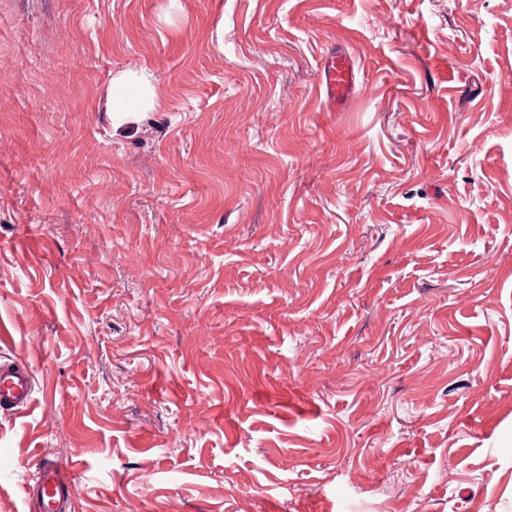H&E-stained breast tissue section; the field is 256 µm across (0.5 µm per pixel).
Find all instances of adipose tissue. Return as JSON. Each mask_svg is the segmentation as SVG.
<instances>
[{
    "mask_svg": "<svg viewBox=\"0 0 512 512\" xmlns=\"http://www.w3.org/2000/svg\"><path fill=\"white\" fill-rule=\"evenodd\" d=\"M108 114L113 129H121L141 114L161 106V97L147 68H126L110 74Z\"/></svg>",
    "mask_w": 512,
    "mask_h": 512,
    "instance_id": "obj_1",
    "label": "adipose tissue"
}]
</instances>
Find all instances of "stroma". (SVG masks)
<instances>
[{
	"mask_svg": "<svg viewBox=\"0 0 512 512\" xmlns=\"http://www.w3.org/2000/svg\"><path fill=\"white\" fill-rule=\"evenodd\" d=\"M0 330V512H512V0H0ZM356 82V66L346 52L329 53L322 67V89L330 111L344 108ZM107 97L108 114L114 130L137 120L141 114L161 107V97L146 67L111 73ZM33 393L34 376L26 361L0 362V410L17 411L28 407ZM77 470L71 465L45 463L32 476L35 512H65L73 496Z\"/></svg>",
	"mask_w": 512,
	"mask_h": 512,
	"instance_id": "1",
	"label": "stroma"
}]
</instances>
